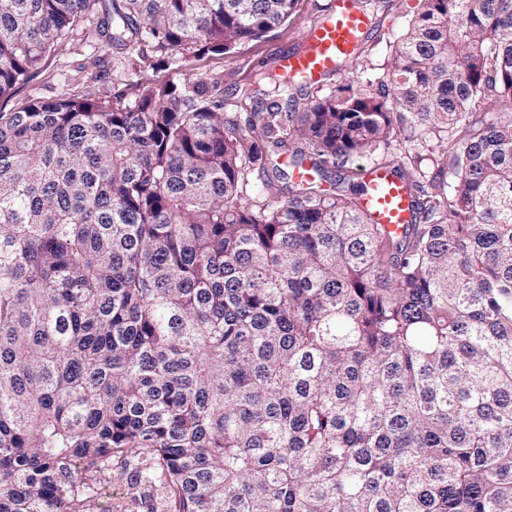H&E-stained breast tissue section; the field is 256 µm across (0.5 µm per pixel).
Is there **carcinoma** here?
Masks as SVG:
<instances>
[{"mask_svg": "<svg viewBox=\"0 0 512 512\" xmlns=\"http://www.w3.org/2000/svg\"><path fill=\"white\" fill-rule=\"evenodd\" d=\"M107 2L0 0V98L95 16L180 70L298 0ZM419 2L389 83L301 111L272 70L235 111L193 78L0 112V512H91L76 469L131 459L171 512H512V0ZM378 150L396 237L351 183ZM436 140H433L428 143L430 146H424L423 148L416 149L415 151L421 158L423 159L420 164V169L422 172H425L429 176H434L436 172H438L439 168L436 162L434 161V158L438 160L439 167L444 166V169L441 174V180L446 182L452 183L454 181V175L452 174L451 170L446 166L445 157H442L441 155L444 153V148L446 145V139L445 143H443L444 147H441L442 150L439 151V148L436 147ZM411 152V153H412ZM441 159V160H440ZM444 160V164H442Z\"/></svg>", "mask_w": 512, "mask_h": 512, "instance_id": "cac0c4a2", "label": "carcinoma"}]
</instances>
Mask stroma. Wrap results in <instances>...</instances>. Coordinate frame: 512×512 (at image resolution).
<instances>
[{
	"instance_id": "obj_1",
	"label": "stroma",
	"mask_w": 512,
	"mask_h": 512,
	"mask_svg": "<svg viewBox=\"0 0 512 512\" xmlns=\"http://www.w3.org/2000/svg\"><path fill=\"white\" fill-rule=\"evenodd\" d=\"M326 4L327 0H299L288 24L238 46L232 54L190 58L181 71L146 67L132 74L126 51L108 45L95 31L80 33L48 58L27 83L0 98V110L11 112L33 99L53 100L88 90L107 98L121 92L131 100L138 79L163 83L182 80L187 74L217 82L224 105L230 108L240 89L271 70L280 54L304 47L310 29L323 18ZM419 9L418 0H370L367 11L372 27L363 40L364 49L347 62L341 76L358 72L377 82L383 80L400 36ZM87 482L101 502L111 503L112 512H154L156 508L154 495L133 488L119 469L88 477Z\"/></svg>"
}]
</instances>
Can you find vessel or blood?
Masks as SVG:
<instances>
[{
    "mask_svg": "<svg viewBox=\"0 0 512 512\" xmlns=\"http://www.w3.org/2000/svg\"><path fill=\"white\" fill-rule=\"evenodd\" d=\"M370 20L355 0H329L322 22L307 39L304 50L287 52L275 61L279 73L307 85L321 84L333 73L339 61L349 56L367 31ZM362 207L371 212L376 223L389 230L411 220V195L389 169L370 165L359 172Z\"/></svg>",
    "mask_w": 512,
    "mask_h": 512,
    "instance_id": "obj_1",
    "label": "vessel or blood"
}]
</instances>
